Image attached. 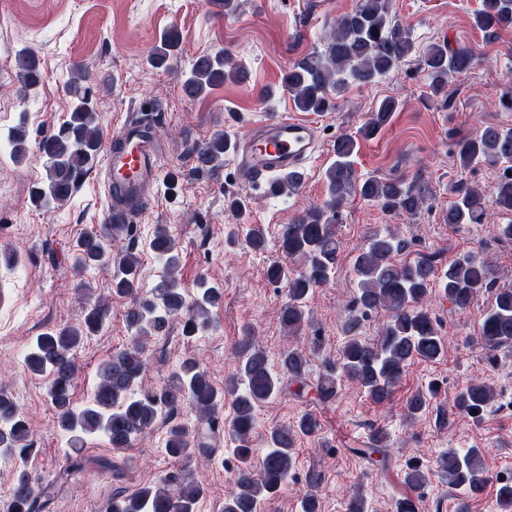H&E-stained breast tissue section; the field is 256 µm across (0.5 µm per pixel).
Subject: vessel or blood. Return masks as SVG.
I'll return each instance as SVG.
<instances>
[{
  "label": "vessel or blood",
  "instance_id": "obj_1",
  "mask_svg": "<svg viewBox=\"0 0 512 512\" xmlns=\"http://www.w3.org/2000/svg\"><path fill=\"white\" fill-rule=\"evenodd\" d=\"M103 159L109 206L107 224H129L150 204L159 171L160 129L139 116H127L112 136ZM317 149L314 124L289 116L252 122L244 140L236 142L234 164L250 184L269 182L274 174L304 168Z\"/></svg>",
  "mask_w": 512,
  "mask_h": 512
}]
</instances>
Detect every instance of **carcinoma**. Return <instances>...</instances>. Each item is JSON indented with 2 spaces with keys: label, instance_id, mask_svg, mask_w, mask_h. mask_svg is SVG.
Segmentation results:
<instances>
[{
  "label": "carcinoma",
  "instance_id": "obj_1",
  "mask_svg": "<svg viewBox=\"0 0 512 512\" xmlns=\"http://www.w3.org/2000/svg\"><path fill=\"white\" fill-rule=\"evenodd\" d=\"M476 26L493 34L512 29V0H481L475 13ZM180 35L170 29L161 34L149 63L155 68L168 66L175 55ZM415 50L411 27L390 17V0H359L355 9L340 15L325 36L324 50L304 58L282 75L279 91L287 93L302 112H326L333 107L331 95L345 92L350 86L369 85L389 75ZM475 60L467 47L448 48L447 42L430 44L421 62L430 81L432 94H441L448 79L471 68ZM18 77L28 90L41 83L39 61L33 51L17 54ZM246 71L232 57L221 51L202 53L192 60L183 81V93L195 99L227 80L244 79ZM87 76L80 73L66 81L63 91L70 100L67 119L58 130L45 134L38 142L46 158L45 178L33 190L31 201L40 209H54L70 200L82 180L95 167L102 145V130L97 106L93 105L91 87L83 85ZM399 103L384 98L369 113L358 136L342 135L333 145L335 160L325 172L328 200L321 208L308 209L282 228L281 252L289 258L304 259L306 270L291 275L288 267L275 263L266 271L267 279L287 288L288 301L280 312V321L288 333L296 336L305 321V307L313 289L325 284L336 266L340 241L335 223L338 209L348 197L357 193L379 204L388 212L415 215L425 202L420 191L402 178L381 180L357 178L351 157L359 139L368 140L385 126L398 111ZM28 132L22 125L11 136L12 153L21 160L27 153ZM234 148L231 138L220 133L203 145L189 149L194 170L205 172L224 162V154ZM454 156L462 169L482 161H512V128L486 126L475 137L456 142ZM303 176L297 172L278 175L268 185L273 196L292 194L301 186ZM458 199L448 206L444 222L451 225L483 224L487 212L483 195L475 186L462 185ZM498 209L512 212V175L501 181L495 200ZM131 224H103L96 232L80 237L72 248V267L81 273L90 269L112 272V293L132 298L124 317L134 330L130 344L105 360L99 367L100 383L93 398L82 406L73 401L76 376L75 349L83 337L100 332L110 317L109 305L97 300L86 308L77 327L50 328L37 336L24 356V363L34 374L48 379L47 395L55 409L59 427L69 435L72 445L89 435L104 436L113 451H125L148 433L157 422L166 421L163 452L178 461L214 452L210 439L221 430L218 414L225 403L233 410L231 429L233 449L241 458L233 475L232 489L224 499V512H257L263 499L273 497L288 478L293 465L297 439L313 436L321 425L316 416L306 412L291 426L270 430L267 452L255 467L247 461L245 448L254 425L256 408L270 399L291 394L297 398L314 395L319 402L335 399L338 376L356 383L376 404L390 401L393 387L406 367L415 360L436 362L447 351V341L438 330L437 321L425 305L434 266L428 260L414 265L394 261L404 247L393 233L376 234L357 256L354 271L359 280L356 303L364 311L384 309L389 321L377 342L356 337L343 345L339 366H327L316 381L307 376V360L302 351L288 348L281 352L277 365L269 363L263 351L245 341L237 349V372L217 388L208 373L191 356L184 358L167 382L157 388L143 385L146 344L169 335L175 319L183 320L187 336L212 326L211 309L217 307L223 289L201 279L196 294L187 298L176 273L180 264L177 244L164 225H158L147 249L162 264L164 276L144 293L140 284L138 250L128 246L112 250V242L131 236ZM491 268L487 261L465 256L448 266L439 287L443 296L457 309H466L477 295L490 287ZM480 341L489 351L512 348V288L494 293L493 307L480 323ZM435 391L418 390L405 404V414L415 420L433 405ZM493 388L484 382L471 381L459 393L455 409L478 420L494 401ZM189 406L199 414L201 424L191 430L173 413ZM387 433L373 430L370 441L357 453L382 470L389 465ZM33 452L29 427L17 405L0 393V457L23 460ZM94 464L112 471L118 482L103 512H195L206 489L190 477L171 474L151 486L128 494L123 486V471L112 460L98 458ZM439 469L448 484L463 495L482 493L490 481L479 448H450L440 455ZM428 476L417 464L408 466L405 483L417 490L427 484ZM57 485L47 484L33 494L26 472L19 473L8 500V512H44L54 498ZM497 502L512 509V478L499 482Z\"/></svg>",
  "mask_w": 512,
  "mask_h": 512
}]
</instances>
